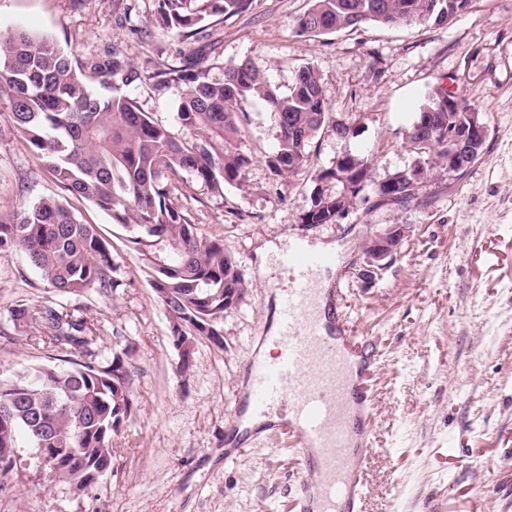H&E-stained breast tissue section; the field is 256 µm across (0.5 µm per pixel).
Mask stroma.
Wrapping results in <instances>:
<instances>
[{
  "instance_id": "1",
  "label": "stroma",
  "mask_w": 512,
  "mask_h": 512,
  "mask_svg": "<svg viewBox=\"0 0 512 512\" xmlns=\"http://www.w3.org/2000/svg\"><path fill=\"white\" fill-rule=\"evenodd\" d=\"M308 0H252L241 14L201 24L213 45L206 65L251 62L280 93L311 65L324 101L353 124L348 147L367 150L372 184L332 224H306L316 171L341 152L334 132L312 143L314 166L272 179L264 156L278 128L267 104L249 102L238 145L251 155L243 181L217 195L185 178L176 202L200 236L234 255L245 284L222 322L224 345L196 340L179 368L171 316L158 301L129 232L85 201L79 216L97 225L118 266L110 294L62 295L18 251L0 252V370L47 359L31 329H16L22 303L63 306L97 336L99 361L126 352L137 411L115 437L112 473L83 491L42 468L28 445L0 484V512H294L298 457L286 434L255 436L225 463L228 432L241 413L243 364L274 317L276 290L290 275L266 241L332 244L328 270L342 283L333 324L347 322L379 356L367 384L375 449L364 472L363 512H512V0H474L447 26L364 25L331 35L296 36ZM156 0H0V33L25 29L80 60L118 48L140 74L127 94L143 111L186 136L174 113L188 87H153L157 64L190 48L150 26ZM485 113L490 135L460 177L429 166L415 199L386 204L373 185L417 162L406 132L437 86ZM43 197L68 200L0 105V207ZM379 224H403L399 253L374 280L358 272Z\"/></svg>"
}]
</instances>
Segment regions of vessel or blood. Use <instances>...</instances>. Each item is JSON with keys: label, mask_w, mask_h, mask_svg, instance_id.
Here are the masks:
<instances>
[{"label": "vessel or blood", "mask_w": 512, "mask_h": 512, "mask_svg": "<svg viewBox=\"0 0 512 512\" xmlns=\"http://www.w3.org/2000/svg\"><path fill=\"white\" fill-rule=\"evenodd\" d=\"M282 262L291 276L271 338L278 353L244 363L249 406L261 416L288 407V436L304 471L298 512H362L364 462L373 449L369 399L362 379L351 376V337L322 333L314 286L316 273L336 259L294 248Z\"/></svg>", "instance_id": "1"}]
</instances>
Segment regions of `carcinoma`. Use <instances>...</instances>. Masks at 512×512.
<instances>
[{
    "label": "carcinoma",
    "mask_w": 512,
    "mask_h": 512,
    "mask_svg": "<svg viewBox=\"0 0 512 512\" xmlns=\"http://www.w3.org/2000/svg\"><path fill=\"white\" fill-rule=\"evenodd\" d=\"M152 25L187 41L213 17L240 14L252 0H157ZM461 0H309L296 35H331L365 24L394 27L411 23L449 25L463 16ZM163 63L152 72L158 89L172 82L190 85L175 112L192 137L178 138L168 125L141 111L123 88L139 73L117 49L86 66L48 38L25 32L0 33V103L14 128L27 138L53 177L75 199L91 203L133 233L151 285L172 318L173 345L182 336H203L224 347V312L241 301L238 262L218 238L198 234L172 192L189 174L219 195L238 184L252 157L237 144L248 120L244 106L258 98L272 109L279 131L274 152L265 156L273 177L311 164V144L324 130L346 132L327 109L319 78L301 67L286 94L279 93L253 64L243 61L211 75L195 61ZM110 90H91L85 70ZM474 107L458 92L435 89L407 131L418 156L448 157L447 133L459 131ZM379 193L396 194L405 205L414 183L395 187L382 180ZM307 224L336 222V194L314 189ZM23 252L41 278L66 294L120 286L118 267L96 225L84 222L54 198L0 208V250ZM15 327L32 325L36 344L54 352L62 365H36L0 374V476L15 465L18 439L46 448L47 468L81 491L114 469L112 437L135 410L132 365L120 353L96 361L97 337L83 317L65 307L19 304Z\"/></svg>",
    "instance_id": "1"
}]
</instances>
